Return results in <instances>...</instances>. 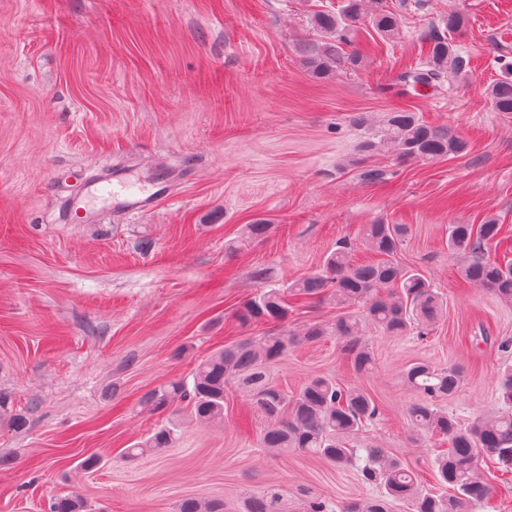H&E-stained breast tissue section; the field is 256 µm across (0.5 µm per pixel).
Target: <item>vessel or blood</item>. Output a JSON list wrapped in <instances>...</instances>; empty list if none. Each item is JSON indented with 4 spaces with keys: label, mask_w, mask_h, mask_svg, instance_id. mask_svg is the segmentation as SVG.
Segmentation results:
<instances>
[{
    "label": "vessel or blood",
    "mask_w": 512,
    "mask_h": 512,
    "mask_svg": "<svg viewBox=\"0 0 512 512\" xmlns=\"http://www.w3.org/2000/svg\"><path fill=\"white\" fill-rule=\"evenodd\" d=\"M170 195L169 180L151 178L130 166L114 165L103 175L85 181L71 210L76 221L90 222L94 219V204L102 200L113 212L134 217L150 212L159 200Z\"/></svg>",
    "instance_id": "vessel-or-blood-1"
}]
</instances>
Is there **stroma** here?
Returning a JSON list of instances; mask_svg holds the SVG:
<instances>
[{"instance_id": "stroma-1", "label": "stroma", "mask_w": 512, "mask_h": 512, "mask_svg": "<svg viewBox=\"0 0 512 512\" xmlns=\"http://www.w3.org/2000/svg\"><path fill=\"white\" fill-rule=\"evenodd\" d=\"M339 0H0V391L26 429L0 424V512H50L74 494L84 512H176L183 499L245 497L275 484L289 506L319 496L333 512L374 495L352 468L260 448L261 423L229 392L224 421L203 425L179 403L149 415L152 388L189 378L238 331L236 309L260 286L320 269L339 239L383 220L412 232L397 255L435 283L445 309L429 340L368 329L373 364L356 372L338 337L291 349L274 380L297 392L323 375L370 393L381 419L356 437L435 484L437 447L406 418L415 362L463 374L444 410L459 423L501 413V339L512 303L464 281L448 227L489 218L512 250V114L488 110L485 89L512 62V0H425L394 43L374 44L357 70L319 78L302 47L311 19ZM468 24L472 58L452 89L398 97L393 77L420 57L448 13ZM418 112L467 138L470 152L429 163L362 154L353 116ZM114 163L179 168L173 196L145 215L101 210L70 223L68 197ZM384 174L365 179L367 170ZM262 219L264 237L231 242ZM263 278H256V271ZM178 438L124 457L158 424ZM96 456L97 466L78 464Z\"/></svg>"}]
</instances>
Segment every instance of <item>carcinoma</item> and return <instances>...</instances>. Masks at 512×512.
Returning <instances> with one entry per match:
<instances>
[{
	"label": "carcinoma",
	"mask_w": 512,
	"mask_h": 512,
	"mask_svg": "<svg viewBox=\"0 0 512 512\" xmlns=\"http://www.w3.org/2000/svg\"><path fill=\"white\" fill-rule=\"evenodd\" d=\"M407 5V0H400L396 7L388 0H342L335 12H316L312 24L320 39L303 47L307 65L318 77L338 68L357 69L362 54H342V45L351 41L356 24L367 20L381 38L397 39L403 33ZM464 26L461 14L450 13L443 25L427 31V53L399 73L394 83L398 95L451 86L467 74L470 56L453 40V34ZM501 67L508 74L488 85L486 99L491 111L512 114V62H503ZM353 123L360 133V151L365 154L390 150L405 162L434 161L470 151L468 140L445 126L428 124L409 109L388 112L380 120L362 113ZM408 233L406 224H367L362 242L374 257L356 258V246L343 240L318 271L285 288L256 289L237 315L242 326L279 325L299 306L327 302L340 311L335 323L310 324L301 332L274 328L257 339L230 341L199 362L192 372V384L179 380L159 385L143 396L142 403L161 411L175 401H184L197 422L216 423L224 420L226 387L234 388L253 413L266 420L260 447L270 453L298 450L338 467H354L364 483L381 488L373 497L346 505L343 512H391L390 503L397 499L411 504L413 512H471L474 505L494 508L496 487L512 489V364L504 362L498 368L500 398L507 410L493 418L475 417L464 426L440 408V402L459 387L458 368L419 362L406 370V381L418 394L408 409L411 425L420 435L448 441V448L434 460L440 490L427 494L420 490L419 473L397 456L377 446L354 447V436L380 415L369 393L314 376L290 396L271 377L272 366L289 349L326 336L344 339L354 368L365 369L372 362L363 338L366 323L386 335L420 340L432 335L443 308L440 293L419 269L393 261ZM501 240L502 225L495 219L452 224L448 231V248L464 257L462 279L512 302V261L498 262L486 256L488 248ZM0 416L16 428L27 422L26 414L15 411L11 397L2 393ZM176 435V424L162 425L127 449L126 455L136 457L167 448ZM51 512H82V504L74 495L59 497ZM178 512H225V508L221 502L188 498L181 501ZM244 512H288L287 494L268 487L246 498Z\"/></svg>",
	"instance_id": "carcinoma-1"
}]
</instances>
